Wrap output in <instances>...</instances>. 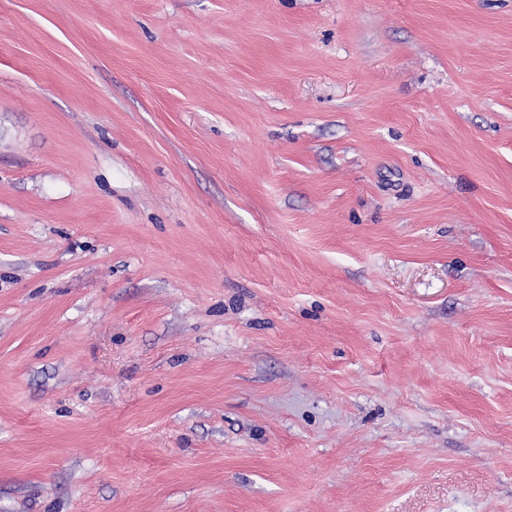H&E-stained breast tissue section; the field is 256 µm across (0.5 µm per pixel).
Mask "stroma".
I'll list each match as a JSON object with an SVG mask.
<instances>
[{
    "label": "stroma",
    "instance_id": "1",
    "mask_svg": "<svg viewBox=\"0 0 512 512\" xmlns=\"http://www.w3.org/2000/svg\"><path fill=\"white\" fill-rule=\"evenodd\" d=\"M0 512H512V0H0Z\"/></svg>",
    "mask_w": 512,
    "mask_h": 512
}]
</instances>
